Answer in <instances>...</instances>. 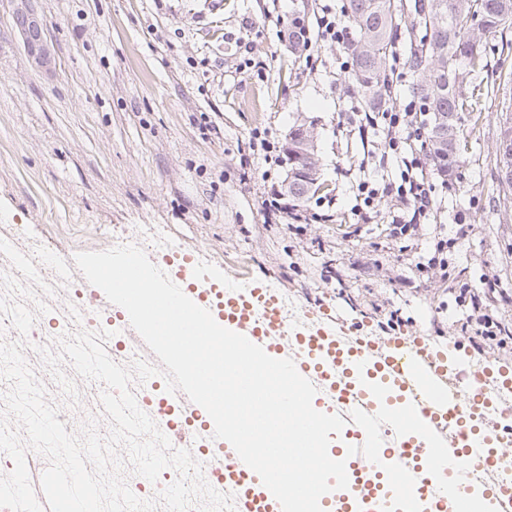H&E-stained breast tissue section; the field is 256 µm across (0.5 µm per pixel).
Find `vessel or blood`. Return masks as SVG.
<instances>
[{"instance_id": "b4317fda", "label": "vessel or blood", "mask_w": 512, "mask_h": 512, "mask_svg": "<svg viewBox=\"0 0 512 512\" xmlns=\"http://www.w3.org/2000/svg\"><path fill=\"white\" fill-rule=\"evenodd\" d=\"M199 273L190 257H183L172 280L197 305L208 309L223 327L245 333L274 358L282 342H289L298 372L330 391L323 411L337 414L346 424L339 434L341 447L330 448L333 459L345 460L349 487L325 494L323 512H382L393 501L384 470L398 463L415 478L414 494L422 512H454L452 500L442 493L427 471L428 444L416 434L395 435L385 427L379 463L363 455H348V446H362L364 430L350 419L353 410L373 415L380 406L399 408L414 404L420 418L445 441L455 461L468 463L460 485L463 494L479 495L498 512H512V486L481 478V471L512 470V404L501 398L512 389V363L491 359L482 364L464 363L454 354L434 348L431 336L387 332L364 333L348 321H327L308 330H297L282 319L273 289L232 276L220 287L201 288ZM112 336L105 349L117 363L142 354L145 344L133 338L127 312L114 307L104 324ZM388 387L384 401L368 390V383ZM138 402L158 407L153 419L181 449L204 443L210 450L221 482L236 488V512H282L279 502L246 466L233 447L215 438L207 412L184 393H168L158 378L137 385Z\"/></svg>"}]
</instances>
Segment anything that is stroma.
<instances>
[{
  "mask_svg": "<svg viewBox=\"0 0 512 512\" xmlns=\"http://www.w3.org/2000/svg\"><path fill=\"white\" fill-rule=\"evenodd\" d=\"M48 23L51 64L36 65L0 6V225L23 224L32 243L75 256L140 238L157 253L194 248L211 281L250 276L303 305L336 317L377 321L356 305L372 288L398 311L406 331L433 319H461L456 293L431 304L413 266L380 224H359L356 185L374 172L369 139L345 121L362 94L341 71L347 50L311 37L288 46L271 0H35ZM252 21L244 31V21ZM248 36L252 65L241 68L236 37ZM504 54L467 75L481 86L482 112L456 163V192L442 223L421 224V260L455 225H472L449 249L448 268L473 285L512 294V197L499 200L492 163L512 124V27ZM314 123L323 189L298 201L304 224L264 223L271 189H284L289 130ZM279 164L267 163V156ZM357 236H347L350 225ZM378 259L377 267L364 262ZM402 278L404 292L389 281Z\"/></svg>",
  "mask_w": 512,
  "mask_h": 512,
  "instance_id": "1",
  "label": "stroma"
}]
</instances>
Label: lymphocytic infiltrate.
<instances>
[{
    "mask_svg": "<svg viewBox=\"0 0 512 512\" xmlns=\"http://www.w3.org/2000/svg\"><path fill=\"white\" fill-rule=\"evenodd\" d=\"M365 125L380 129L382 160H396L398 179L381 176L364 179L357 184L358 209L363 222L377 215L376 203L382 197L394 202L387 216V239L397 241L415 236L421 220L440 219L444 192L454 191L455 179L437 180L426 162L427 126L416 102L401 109L388 108L366 113ZM468 224L460 225L454 237L441 238L435 243V254L428 262H416L415 269L427 283L442 282L458 289L459 300L466 310L465 318L452 322L434 321L433 330L439 337L452 334L467 340L479 358L512 356V295L485 286L476 288L463 282L448 269L446 253L471 232Z\"/></svg>",
    "mask_w": 512,
    "mask_h": 512,
    "instance_id": "obj_1",
    "label": "lymphocytic infiltrate"
}]
</instances>
